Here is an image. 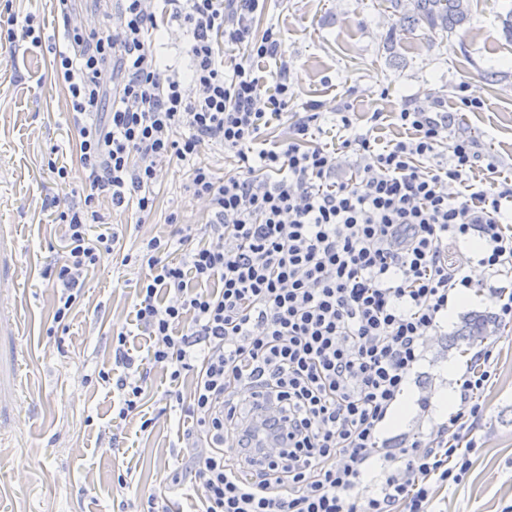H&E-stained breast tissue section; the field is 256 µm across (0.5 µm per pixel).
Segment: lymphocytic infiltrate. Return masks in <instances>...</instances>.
Here are the masks:
<instances>
[{
  "label": "lymphocytic infiltrate",
  "instance_id": "f902f5d3",
  "mask_svg": "<svg viewBox=\"0 0 512 512\" xmlns=\"http://www.w3.org/2000/svg\"><path fill=\"white\" fill-rule=\"evenodd\" d=\"M267 2L121 0L111 26L86 30L72 21L71 0H55L63 44L54 65L85 186L82 202L58 214L65 256L54 321L119 240L98 201L148 215L160 167L179 162L183 191L206 203L208 220L196 228L170 214V235L143 242L148 272L133 309L150 345L142 359L130 330L112 336L117 419L138 409L146 362L166 370L165 399L195 421L181 441L198 512H438V492L469 469L461 441L496 376L492 350L479 352L435 438L389 454L374 494L360 486L420 347L471 286L443 240L479 239L478 265L512 269V180L476 181L474 141L456 134L453 113L420 105L394 115L408 140L379 150L367 132L343 139L341 151L366 160L354 181H335L337 152L312 143L319 113H295L287 139L268 144L263 131L281 120L291 83L280 29L254 32ZM161 16L189 36L182 61L168 66L151 38ZM236 49L240 60L225 70V51ZM258 59L279 64L274 93ZM105 99L111 111H101ZM206 141L235 154L236 175L197 162ZM445 143L447 165L421 172L419 160ZM183 380L190 393L179 390ZM243 389L249 402L238 399Z\"/></svg>",
  "mask_w": 512,
  "mask_h": 512
}]
</instances>
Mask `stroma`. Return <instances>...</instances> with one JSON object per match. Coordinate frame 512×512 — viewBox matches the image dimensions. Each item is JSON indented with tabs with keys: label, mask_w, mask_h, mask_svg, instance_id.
Masks as SVG:
<instances>
[{
	"label": "stroma",
	"mask_w": 512,
	"mask_h": 512,
	"mask_svg": "<svg viewBox=\"0 0 512 512\" xmlns=\"http://www.w3.org/2000/svg\"><path fill=\"white\" fill-rule=\"evenodd\" d=\"M469 22L455 31L417 30L388 41L397 17L385 0H270L255 33L276 24L293 83L291 108L318 106L325 117L314 142L336 146L343 132L333 113H352L359 131L378 146L410 133L388 115L411 104L440 103L454 113L455 129L477 143L478 179L512 177V39L502 21L512 0H471ZM494 71L497 83L484 74ZM483 107L461 110L460 95ZM68 97L47 48H0V512H144L145 495L168 489V512H197L199 500L184 485L180 438L191 418L164 411L169 378L151 371L133 418L112 416L114 328L131 325L140 264L106 258L85 279L64 324L55 323L50 270L62 260L57 206L80 187ZM387 118L370 128L369 113ZM67 167L61 184L52 165ZM187 169L174 162L159 171L155 206L146 218L134 210L98 207L109 223L126 225L122 253L137 254L143 239L169 235L170 212L185 224H203L202 201L180 194ZM512 293V270L481 273L447 321L429 338L403 394L405 407L383 434L385 449L432 439L448 412L438 394L458 391L475 348L462 351L449 338L464 315L492 312L488 295ZM497 376L485 391V410L474 424L476 448L463 482L445 492L441 512H501L512 503V324L495 325ZM124 437L113 447L112 434ZM128 475L129 488L117 478Z\"/></svg>",
	"instance_id": "35a3bbf8"
}]
</instances>
